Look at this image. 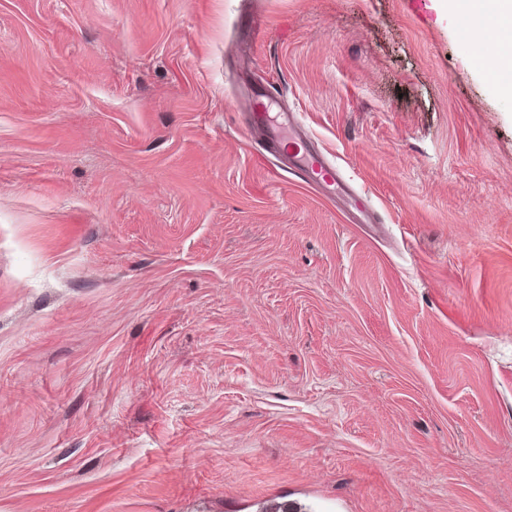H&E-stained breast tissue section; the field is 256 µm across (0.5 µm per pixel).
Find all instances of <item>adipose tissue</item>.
<instances>
[{
	"label": "adipose tissue",
	"instance_id": "1",
	"mask_svg": "<svg viewBox=\"0 0 512 512\" xmlns=\"http://www.w3.org/2000/svg\"><path fill=\"white\" fill-rule=\"evenodd\" d=\"M444 10L462 13L478 23L486 44L482 68L486 79L504 98L512 97V56L497 52V45L512 41V0H444Z\"/></svg>",
	"mask_w": 512,
	"mask_h": 512
}]
</instances>
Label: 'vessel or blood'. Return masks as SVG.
I'll return each mask as SVG.
<instances>
[{"instance_id": "vessel-or-blood-1", "label": "vessel or blood", "mask_w": 512, "mask_h": 512, "mask_svg": "<svg viewBox=\"0 0 512 512\" xmlns=\"http://www.w3.org/2000/svg\"><path fill=\"white\" fill-rule=\"evenodd\" d=\"M250 132L257 145L268 154L279 151L282 141H292L295 150L289 154L291 170L307 185L333 196L357 199V192L344 179L340 168L313 148L298 128L294 114L279 113L270 119L262 101H254L249 114Z\"/></svg>"}]
</instances>
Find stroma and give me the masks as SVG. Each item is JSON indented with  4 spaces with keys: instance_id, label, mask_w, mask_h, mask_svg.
Returning a JSON list of instances; mask_svg holds the SVG:
<instances>
[{
    "instance_id": "stroma-1",
    "label": "stroma",
    "mask_w": 512,
    "mask_h": 512,
    "mask_svg": "<svg viewBox=\"0 0 512 512\" xmlns=\"http://www.w3.org/2000/svg\"><path fill=\"white\" fill-rule=\"evenodd\" d=\"M463 24L0 0V512H512V99ZM259 93L373 223L257 160Z\"/></svg>"
}]
</instances>
